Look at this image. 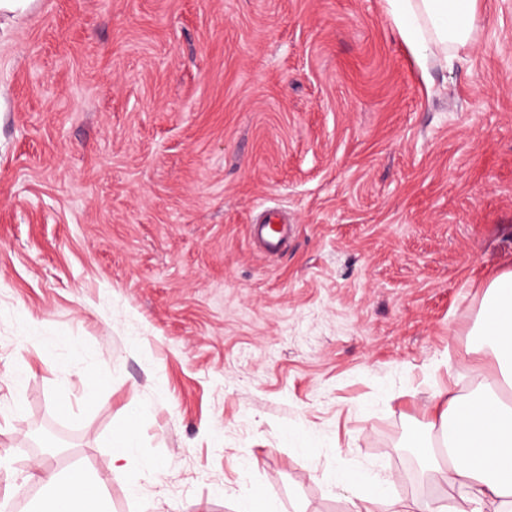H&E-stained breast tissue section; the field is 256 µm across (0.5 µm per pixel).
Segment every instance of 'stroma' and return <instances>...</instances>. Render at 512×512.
Instances as JSON below:
<instances>
[{
    "instance_id": "obj_1",
    "label": "stroma",
    "mask_w": 512,
    "mask_h": 512,
    "mask_svg": "<svg viewBox=\"0 0 512 512\" xmlns=\"http://www.w3.org/2000/svg\"><path fill=\"white\" fill-rule=\"evenodd\" d=\"M508 270L512 0L424 71L386 0H40L0 29V512L44 464L107 512L445 497L408 443ZM250 235L259 250L268 256L276 255L283 248L292 231L284 213L277 207L262 211L256 224H248Z\"/></svg>"
}]
</instances>
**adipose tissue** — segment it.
<instances>
[{
  "instance_id": "adipose-tissue-1",
  "label": "adipose tissue",
  "mask_w": 512,
  "mask_h": 512,
  "mask_svg": "<svg viewBox=\"0 0 512 512\" xmlns=\"http://www.w3.org/2000/svg\"><path fill=\"white\" fill-rule=\"evenodd\" d=\"M399 33L412 49L419 68L448 47L470 39L476 0H387ZM480 345L469 348L476 361H494L495 373L466 395H449L436 406L430 431L416 432L409 446L420 465L449 495L436 503L404 502L388 493V478L368 471H339L330 489L358 487L349 512H512V271L488 285L481 316ZM440 434L443 455H436L432 436ZM47 497L38 512H105L99 482L77 468L61 474L42 468Z\"/></svg>"
}]
</instances>
